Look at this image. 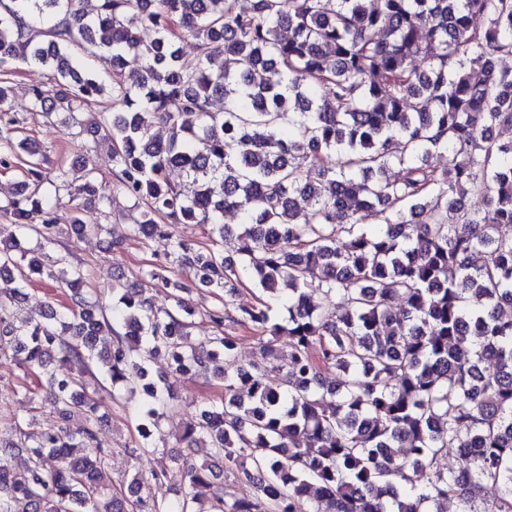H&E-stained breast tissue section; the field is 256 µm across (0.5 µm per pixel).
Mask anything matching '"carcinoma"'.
Returning a JSON list of instances; mask_svg holds the SVG:
<instances>
[{"label": "carcinoma", "mask_w": 512, "mask_h": 512, "mask_svg": "<svg viewBox=\"0 0 512 512\" xmlns=\"http://www.w3.org/2000/svg\"><path fill=\"white\" fill-rule=\"evenodd\" d=\"M76 2L0 0V105L19 63L54 71V86L29 92L48 118L64 112L78 126L81 106L108 95L94 134L115 174L109 187L86 160L47 172L16 115L0 113V167L28 156L19 189L0 200L19 232L0 242V280L17 283L0 289V358L30 379L31 411L49 408L39 434L16 419L0 436V512H294L304 499L314 512H438L445 500L512 512V142L494 136L512 126V70L499 67L512 56V0H254L248 11L236 0H97L91 12ZM434 152L448 154L446 168L426 164ZM172 168L186 180L171 182ZM49 181L100 206L120 191L140 204L129 236L170 241L143 287L116 277L109 314L80 263L50 258L61 241ZM473 185L484 193L470 207ZM227 210L242 223L223 224ZM373 212L377 231L364 223ZM173 224L203 227L210 244ZM68 227L102 230L77 210ZM477 252L486 260L474 267ZM37 277L60 281L64 300L20 320ZM243 279L261 290L256 303L234 318L207 311L219 333L192 340L185 295ZM153 288L173 289L174 307L158 306ZM316 294L343 310L331 315ZM228 317L258 335L262 361H237ZM105 335L112 346L101 348ZM160 355L173 374H213L224 395L196 408L178 455L116 491L96 394L108 384L114 400L136 396L126 451H159L173 401L152 373ZM329 367L343 374L336 387ZM22 449L25 464L10 465ZM202 450L252 494L202 507L198 488L213 475L209 460L192 462ZM450 450L465 453V469L441 468ZM165 481L182 485L178 500L151 495Z\"/></svg>", "instance_id": "carcinoma-1"}]
</instances>
